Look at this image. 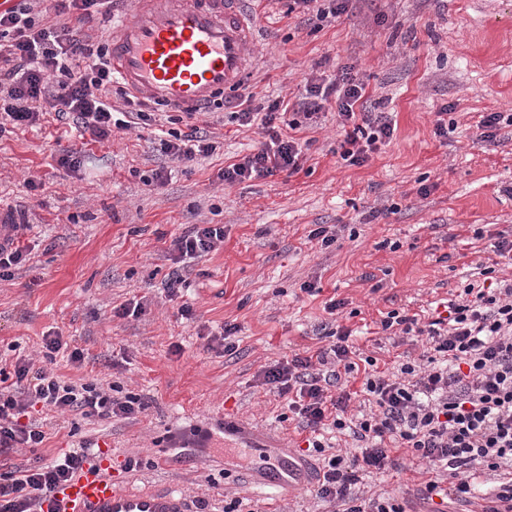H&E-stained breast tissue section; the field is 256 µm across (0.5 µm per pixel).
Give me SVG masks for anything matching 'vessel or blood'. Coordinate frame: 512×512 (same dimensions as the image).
<instances>
[{"label": "vessel or blood", "mask_w": 512, "mask_h": 512, "mask_svg": "<svg viewBox=\"0 0 512 512\" xmlns=\"http://www.w3.org/2000/svg\"><path fill=\"white\" fill-rule=\"evenodd\" d=\"M240 0H132L133 17L112 36V73L134 93L155 103L202 108L234 87L253 40ZM17 214L0 207V248L16 241ZM252 471L269 492L316 482L313 461L281 448L276 459L261 456ZM60 512H199L183 489L158 485L137 492L113 481L102 468L83 473L55 490Z\"/></svg>", "instance_id": "obj_1"}]
</instances>
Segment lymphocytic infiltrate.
I'll return each instance as SVG.
<instances>
[{
	"mask_svg": "<svg viewBox=\"0 0 512 512\" xmlns=\"http://www.w3.org/2000/svg\"><path fill=\"white\" fill-rule=\"evenodd\" d=\"M60 6L73 22L41 24L34 0H6L0 8V118L32 125L51 114L98 143L152 125L154 107L116 86L105 44L82 32L93 14L110 13L112 0H61ZM115 95L123 109L114 108ZM331 99L347 129L341 157L363 165L392 137L394 127L384 112L367 107L365 85L352 67L315 77L301 104L304 118L319 114ZM287 110L281 99L259 104L254 93L240 95L232 120L257 126L266 140L240 162L225 166L220 174L225 184L301 169L304 147L291 135L298 121H289L286 134L277 126ZM215 149L205 128L195 123L170 131L160 142L162 154L180 161ZM223 241L220 224H196L172 239L167 249L172 266L163 286L168 298L186 286L184 273L191 264ZM482 274L483 282L465 285L448 300L443 315L424 322L394 309L383 318V330L427 337L434 354L425 362L405 360L387 372L370 356L355 362L352 332L339 326L325 330L330 343L314 354L297 353L263 369L264 385L286 399L299 428L309 433L307 449L323 471L317 500L342 512H407L398 497L363 498L352 491L360 477L385 473L391 463L388 442L394 439L422 463L425 490L440 504L469 505L476 476L492 472L497 480L483 512H512V282L495 279L490 267ZM64 351L71 362H82V351L69 348L58 335L44 337L40 359H17L13 382L0 387V456L42 447L45 431L27 419L38 405L60 415L101 419H131L147 410L140 394L117 385L62 380L51 365ZM357 373L363 376L362 392L378 407L361 418L348 416L352 394L340 386L343 376ZM327 429L350 431L361 444L359 452L332 450L319 438ZM92 455L91 444L84 443L50 463L0 473V512H44L48 495L81 473ZM443 470L448 473L444 479L439 476Z\"/></svg>",
	"mask_w": 512,
	"mask_h": 512,
	"instance_id": "obj_1",
	"label": "lymphocytic infiltrate"
}]
</instances>
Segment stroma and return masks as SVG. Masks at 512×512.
<instances>
[{
    "label": "stroma",
    "instance_id": "35a3bbf8",
    "mask_svg": "<svg viewBox=\"0 0 512 512\" xmlns=\"http://www.w3.org/2000/svg\"><path fill=\"white\" fill-rule=\"evenodd\" d=\"M241 8L255 28L243 77L250 91L294 102L315 66L330 73L349 64L368 97L384 103L392 138L364 165H348L345 132L328 109L294 132L308 143L301 170L227 186L224 166L263 136L225 117L207 128L215 152L191 162L161 156L151 127L100 144L49 116L1 124L0 204L25 212L23 242L33 251L0 280V367L36 355L55 332L84 352L79 364L58 354L56 375L121 385L149 407L134 420L45 415L42 448L1 457L0 469L49 463L88 441L114 478L137 490L187 489L209 512H224L225 494L235 491L257 512H327L307 490L269 497L244 478L263 435L298 455L306 448L284 399L263 385L262 366L317 350L331 320L379 363L418 357L422 341L382 331L385 313L431 315L497 261L498 235L512 238V126L502 125L494 142L478 138L484 113L512 114V0H349L320 26L289 12L287 0H243ZM447 106L456 127L439 137ZM67 145L84 152L81 171L58 165ZM156 169L167 181L152 190L143 179ZM195 224L223 225L224 242L191 265L188 290L171 301L161 288L166 251ZM318 224L340 225L336 243L309 240ZM307 281L318 294L302 291ZM333 297L347 303L334 318L324 309ZM132 299L144 314L114 316ZM185 304L191 316H182ZM227 324L236 327L230 355L211 343ZM224 419L242 434L225 437ZM193 426L201 446L185 463L173 438ZM129 455L143 464L126 473ZM394 457L398 468L364 480L359 494L386 493L423 512L415 460Z\"/></svg>",
    "mask_w": 512,
    "mask_h": 512
}]
</instances>
